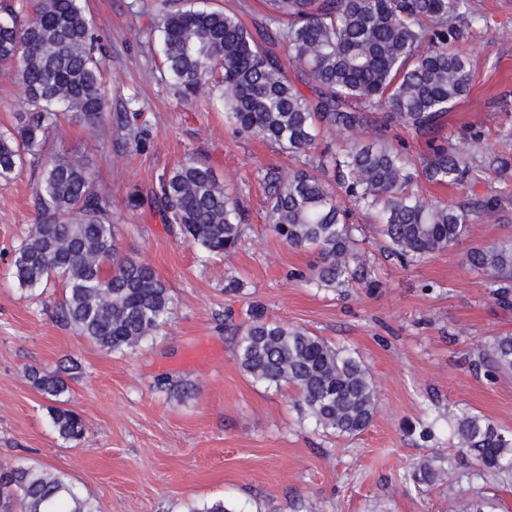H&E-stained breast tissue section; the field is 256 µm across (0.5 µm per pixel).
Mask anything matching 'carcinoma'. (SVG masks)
Segmentation results:
<instances>
[{"label":"carcinoma","mask_w":512,"mask_h":512,"mask_svg":"<svg viewBox=\"0 0 512 512\" xmlns=\"http://www.w3.org/2000/svg\"><path fill=\"white\" fill-rule=\"evenodd\" d=\"M266 14L247 26L234 10L174 5L158 22L163 66L186 101L217 82L224 86V116L243 136L279 145L301 159L283 176L268 169L263 181L272 232L285 244L317 255L298 278L319 288L376 287L357 225L341 198L373 211L390 255L420 262L458 244L475 223L471 203L424 201L407 191L421 178L441 186H468L478 173L500 176L512 167L504 155L478 159L459 152L439 134L440 119L470 92L469 58L448 45L480 22L473 0H264ZM281 45L297 72L287 78L271 47ZM83 0H0V72L14 73L26 108L16 124L0 130V180L25 166L38 173L36 222L13 248L10 265L22 288L52 280L64 294L60 319L108 352L133 351L169 318L171 288L146 263L121 253L112 231V201L86 163L46 155L63 114L88 128L110 120L121 149L143 147L146 128L131 113L107 117L103 58ZM313 96L302 93L300 86ZM374 128L380 135L358 140ZM403 129L425 139L427 154L413 163L384 133ZM352 138L319 147L321 131ZM150 205L161 223L176 226L210 256L235 247L245 211L205 162L189 158L137 189L126 205ZM466 264L484 278L490 297L512 307V240L467 253ZM237 342V364L254 381L289 385L316 425L338 437L368 428L377 408L369 371L347 349L306 329L267 320L258 307ZM494 372L512 375V336H498L479 354ZM33 386L58 396V373L33 370ZM58 436L77 442L84 421L69 408H54ZM456 444L483 469L512 472V433L479 414L453 426ZM445 471L424 459L412 468L417 482L437 483ZM98 512L94 501L64 478L35 465L0 462V512ZM462 512H493L494 499L468 498Z\"/></svg>","instance_id":"cac0c4a2"}]
</instances>
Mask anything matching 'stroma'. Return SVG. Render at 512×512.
<instances>
[{"instance_id":"1","label":"stroma","mask_w":512,"mask_h":512,"mask_svg":"<svg viewBox=\"0 0 512 512\" xmlns=\"http://www.w3.org/2000/svg\"><path fill=\"white\" fill-rule=\"evenodd\" d=\"M481 23L453 42L472 61L467 97L442 121L441 134L473 155L512 153V0H477ZM108 60L109 112L136 98L151 132L146 147H114L107 127L60 121L47 151L78 156L112 199L122 251L146 262L173 290L172 314L136 349L107 353L57 317L60 284L19 288L11 250L35 221L32 169L0 181V459L39 465L89 495L99 512H201L221 500L230 512H453L460 490L494 497L512 512V473L483 477L450 431L454 419L480 414L512 431V376H493L479 353L512 334V308L490 298L469 270L467 251L512 238V170L468 187L412 185L424 199L448 203L492 198L458 245L402 265L383 249L372 218L352 223L380 285L346 290L300 282L311 252L286 246L268 223L261 178L293 170L278 145L238 136L210 95L183 100L161 72V0H87ZM482 131L480 143L466 128ZM207 162L248 211L236 246L221 257L185 242L150 207L129 210L128 195L147 188L187 158ZM241 284L227 291L229 281ZM271 321L299 327L356 352L377 392V410L359 436L318 427L288 385L253 382L236 361L231 325L249 305ZM211 351L194 355L197 347ZM72 366L66 391L38 392L29 369ZM82 414L85 434L68 443L49 410ZM431 459L448 470L442 484H416L413 465Z\"/></svg>"}]
</instances>
